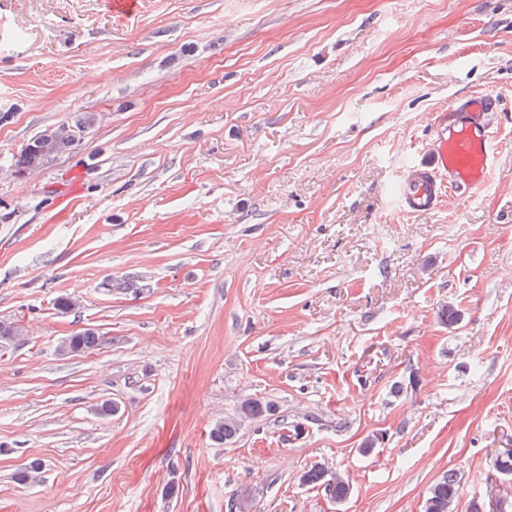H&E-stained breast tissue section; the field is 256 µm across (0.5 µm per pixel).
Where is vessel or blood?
Returning a JSON list of instances; mask_svg holds the SVG:
<instances>
[{
    "label": "vessel or blood",
    "mask_w": 512,
    "mask_h": 512,
    "mask_svg": "<svg viewBox=\"0 0 512 512\" xmlns=\"http://www.w3.org/2000/svg\"><path fill=\"white\" fill-rule=\"evenodd\" d=\"M494 158L490 132L478 136L469 127L461 126L448 135L438 136L430 161L434 175L426 181L402 182L400 203L403 210L414 213L429 207L438 193L437 177L441 174H453L454 179L448 184L452 193L462 194L482 185Z\"/></svg>",
    "instance_id": "1"
}]
</instances>
